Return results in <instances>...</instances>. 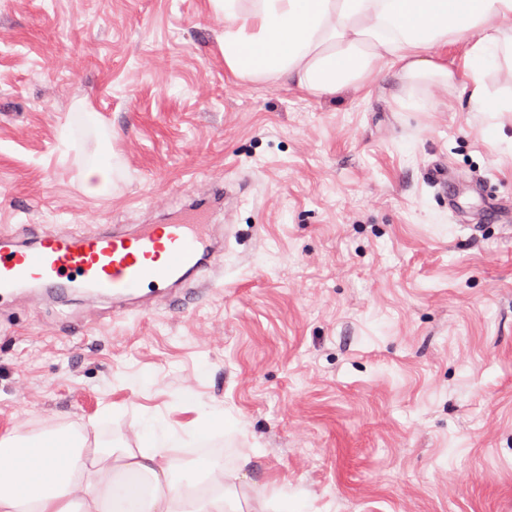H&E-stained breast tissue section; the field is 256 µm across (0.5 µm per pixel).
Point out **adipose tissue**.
<instances>
[{"label": "adipose tissue", "instance_id": "obj_1", "mask_svg": "<svg viewBox=\"0 0 512 512\" xmlns=\"http://www.w3.org/2000/svg\"><path fill=\"white\" fill-rule=\"evenodd\" d=\"M224 17V67L243 83L280 82L332 96L382 70L405 84L448 85L457 75L429 56L466 38L464 90L475 111L512 112L485 74L512 66V0H209ZM140 446L99 448L65 430L0 436V512H242L239 471L202 458L188 481L170 456L175 435L137 422ZM85 496H78V489Z\"/></svg>", "mask_w": 512, "mask_h": 512}]
</instances>
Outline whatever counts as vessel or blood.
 Instances as JSON below:
<instances>
[{
    "label": "vessel or blood",
    "instance_id": "1",
    "mask_svg": "<svg viewBox=\"0 0 512 512\" xmlns=\"http://www.w3.org/2000/svg\"><path fill=\"white\" fill-rule=\"evenodd\" d=\"M214 247L197 214L132 233L55 235L20 246L0 240V306L37 283L51 292L82 289L111 300L114 312L171 292L200 271Z\"/></svg>",
    "mask_w": 512,
    "mask_h": 512
}]
</instances>
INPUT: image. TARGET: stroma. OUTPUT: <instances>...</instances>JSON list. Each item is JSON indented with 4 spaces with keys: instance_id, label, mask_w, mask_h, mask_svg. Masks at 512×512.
I'll list each match as a JSON object with an SVG mask.
<instances>
[{
    "instance_id": "1",
    "label": "stroma",
    "mask_w": 512,
    "mask_h": 512,
    "mask_svg": "<svg viewBox=\"0 0 512 512\" xmlns=\"http://www.w3.org/2000/svg\"><path fill=\"white\" fill-rule=\"evenodd\" d=\"M223 34L208 0H0V230L131 233L228 191L187 289L0 311V435L135 449L149 415L174 459L249 458L244 512H512V114L389 72L244 84ZM202 408L223 428L185 436ZM111 168L107 165L92 166L83 173V185L87 194L97 195L111 180Z\"/></svg>"
}]
</instances>
